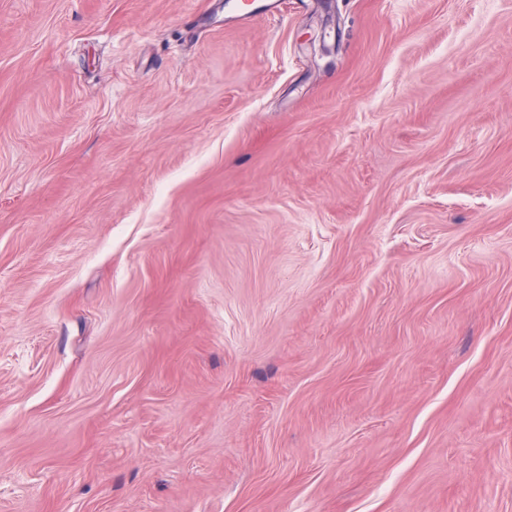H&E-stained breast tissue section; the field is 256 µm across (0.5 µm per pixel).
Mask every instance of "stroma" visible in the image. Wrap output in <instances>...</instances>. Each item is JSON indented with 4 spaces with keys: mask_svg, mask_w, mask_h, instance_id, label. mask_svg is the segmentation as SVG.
Segmentation results:
<instances>
[{
    "mask_svg": "<svg viewBox=\"0 0 512 512\" xmlns=\"http://www.w3.org/2000/svg\"><path fill=\"white\" fill-rule=\"evenodd\" d=\"M0 0V512H512V0Z\"/></svg>",
    "mask_w": 512,
    "mask_h": 512,
    "instance_id": "stroma-1",
    "label": "stroma"
}]
</instances>
